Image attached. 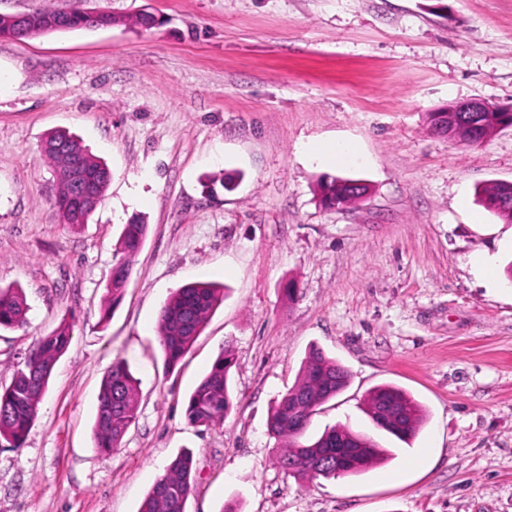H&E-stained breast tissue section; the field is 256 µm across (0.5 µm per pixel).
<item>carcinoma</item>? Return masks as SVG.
I'll use <instances>...</instances> for the list:
<instances>
[{
    "instance_id": "carcinoma-1",
    "label": "carcinoma",
    "mask_w": 512,
    "mask_h": 512,
    "mask_svg": "<svg viewBox=\"0 0 512 512\" xmlns=\"http://www.w3.org/2000/svg\"><path fill=\"white\" fill-rule=\"evenodd\" d=\"M69 143L71 149L83 154L87 180L98 186L104 195L109 181L102 179L106 165L81 147L65 131H54L45 140L47 158L58 169L59 192L55 205L62 223L76 227L87 222L90 212L71 193L69 183L55 146ZM321 202L328 207L345 208L358 199L345 179L326 177L319 183ZM486 209L512 221V186L481 187L475 189ZM148 225L141 219L125 225L118 250L123 258L112 271L107 286V302L117 307L124 296L129 276V260L142 247ZM224 288L212 283H192L174 291L160 309L158 316L159 343L167 367L174 368L192 348L204 326L223 301ZM29 305L22 289L0 286V331L21 330L28 324ZM73 325L62 320L30 347L23 366L15 372L9 385L0 387V443L13 448L23 445L33 424L38 403L45 393L55 365L71 342ZM234 365L232 354L224 349L215 358L210 370L190 394L186 418L196 427H209L223 421L232 408L229 373ZM349 382L347 369L326 355L318 346L310 347L298 380L296 390L306 393V400L295 402L287 390L274 403L268 417V431L276 438L288 440L278 463L288 475L298 480H315L355 475L375 463L381 450L375 442L346 427H332L318 438H305L307 428L296 427V419L311 420L316 408L336 397ZM139 381L128 363L118 357L112 362L101 384L93 432L95 446L110 452L121 445L124 436L137 418ZM366 411L372 421L388 412L392 425L385 432L406 440L419 430L423 411L410 395L390 386L371 391L366 398ZM193 457L179 453L171 460L165 473L153 484L142 500L138 512H186L192 491Z\"/></svg>"
}]
</instances>
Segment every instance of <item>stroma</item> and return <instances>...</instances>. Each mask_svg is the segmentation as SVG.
I'll return each instance as SVG.
<instances>
[{
  "instance_id": "35a3bbf8",
  "label": "stroma",
  "mask_w": 512,
  "mask_h": 512,
  "mask_svg": "<svg viewBox=\"0 0 512 512\" xmlns=\"http://www.w3.org/2000/svg\"><path fill=\"white\" fill-rule=\"evenodd\" d=\"M109 28L0 38V285L23 288L25 329L0 333V386L61 319L74 326L19 448L0 447V512H138L181 450L186 512H512V222L476 187L512 181V127L476 145L430 112L512 106V0H85ZM147 13L150 26L135 24ZM65 130L112 172L86 224H62L42 146ZM344 144L348 165L310 144ZM369 192L320 201L323 177ZM148 233L102 323L125 224ZM495 254L499 278L469 259ZM224 301L175 369L161 306L191 282ZM350 373L308 437L349 427L385 455L357 475L301 482L267 427L310 346ZM231 350L234 406L187 423L189 395ZM139 378L137 419L98 451L100 382ZM409 392L410 443L378 431L370 390Z\"/></svg>"
}]
</instances>
